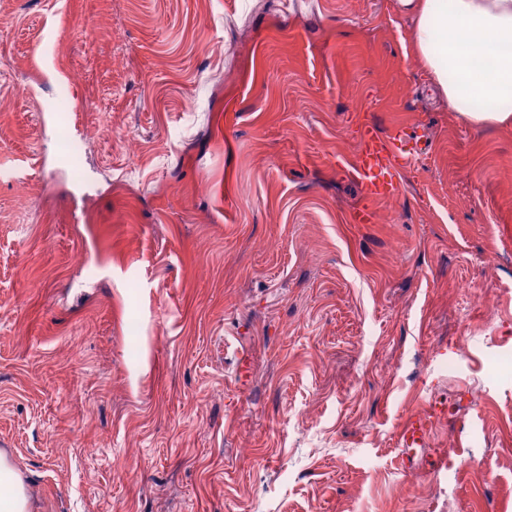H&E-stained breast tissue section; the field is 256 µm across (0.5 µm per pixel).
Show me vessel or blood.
<instances>
[{
    "mask_svg": "<svg viewBox=\"0 0 512 512\" xmlns=\"http://www.w3.org/2000/svg\"><path fill=\"white\" fill-rule=\"evenodd\" d=\"M422 150V141L405 126H395L386 137L373 126H366L354 162L356 178L370 195L394 197L400 191L401 172L414 163Z\"/></svg>",
    "mask_w": 512,
    "mask_h": 512,
    "instance_id": "1",
    "label": "vessel or blood"
}]
</instances>
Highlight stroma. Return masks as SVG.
Returning a JSON list of instances; mask_svg holds the SVG:
<instances>
[{"instance_id":"35a3bbf8","label":"stroma","mask_w":512,"mask_h":512,"mask_svg":"<svg viewBox=\"0 0 512 512\" xmlns=\"http://www.w3.org/2000/svg\"><path fill=\"white\" fill-rule=\"evenodd\" d=\"M412 30L399 0H0L30 512H512V124L451 112ZM364 123L428 143L399 199L351 174ZM451 442L495 480L432 471Z\"/></svg>"}]
</instances>
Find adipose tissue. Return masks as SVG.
<instances>
[{"label": "adipose tissue", "mask_w": 512, "mask_h": 512, "mask_svg": "<svg viewBox=\"0 0 512 512\" xmlns=\"http://www.w3.org/2000/svg\"><path fill=\"white\" fill-rule=\"evenodd\" d=\"M415 57L473 126L512 123V0H400Z\"/></svg>", "instance_id": "1"}]
</instances>
